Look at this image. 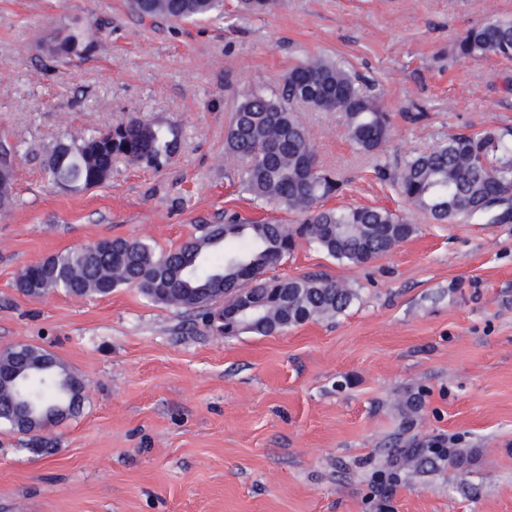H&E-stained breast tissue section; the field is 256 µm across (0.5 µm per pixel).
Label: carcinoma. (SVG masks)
<instances>
[{"label":"carcinoma","mask_w":512,"mask_h":512,"mask_svg":"<svg viewBox=\"0 0 512 512\" xmlns=\"http://www.w3.org/2000/svg\"><path fill=\"white\" fill-rule=\"evenodd\" d=\"M129 7L142 22L224 19V0H129ZM63 40L75 57L95 51L78 29L68 30ZM454 55L512 60V19L490 17L470 27L455 41ZM295 103L343 113L350 140L365 154L382 147L389 120L357 77L320 58L297 64L280 96L251 93L237 101L224 147L240 162V185L255 199L299 215L298 224L226 213L224 223L199 224L189 240L165 252L138 239H104L95 252L69 250L27 267L19 290L33 298L59 291L83 298L132 287L157 304L200 309L219 300L233 308L237 289L247 288L258 307L249 332L259 335L344 312L357 298L353 289L322 274L280 279L266 277V270L300 241L338 261L363 265L406 241L415 227L388 209L324 207L342 194L345 181L317 162L308 132L293 112ZM178 148L174 130L131 118L59 143L44 166L56 185L90 188L105 182L116 158L160 169ZM15 153V146L1 137L0 168L6 175H0V208L11 202ZM389 180L436 223L484 214L512 199V127L451 135L406 159ZM84 400V382L54 354L27 344L0 352V423L12 430L41 432L77 414Z\"/></svg>","instance_id":"cac0c4a2"}]
</instances>
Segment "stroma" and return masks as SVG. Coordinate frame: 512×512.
Segmentation results:
<instances>
[{"mask_svg":"<svg viewBox=\"0 0 512 512\" xmlns=\"http://www.w3.org/2000/svg\"><path fill=\"white\" fill-rule=\"evenodd\" d=\"M512 0H270L224 18L140 22L126 0H0V136L17 148L0 209V349L53 353L86 384L81 411L29 437L0 426V512H512V218L435 224L376 167L453 133L512 127V61H464L455 39ZM94 52L51 60L64 29ZM334 60L371 85L390 130L357 151L345 118L293 110L325 167L332 207L388 208L415 227L364 266L308 244L274 268L354 288L342 314L272 335H224L210 311L137 289L22 294V271L103 238L157 249L225 211L294 222L241 190L224 151L249 92L278 93L300 60ZM174 127L162 170L124 159L69 191L43 164L69 136L131 117ZM473 455L467 474L419 450Z\"/></svg>","mask_w":512,"mask_h":512,"instance_id":"35a3bbf8","label":"stroma"}]
</instances>
